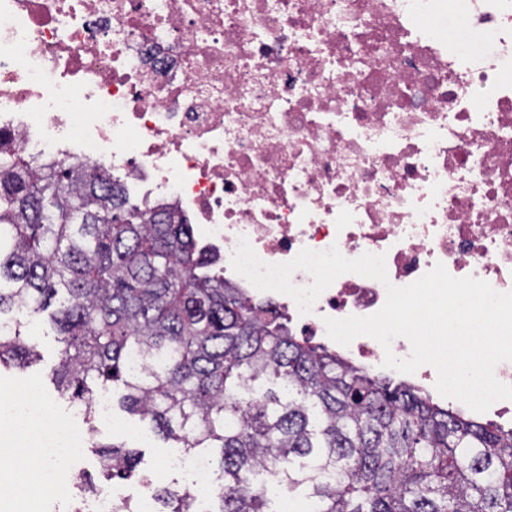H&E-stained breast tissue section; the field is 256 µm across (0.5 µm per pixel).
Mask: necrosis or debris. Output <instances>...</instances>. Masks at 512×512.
<instances>
[{
	"label": "necrosis or debris",
	"instance_id": "1",
	"mask_svg": "<svg viewBox=\"0 0 512 512\" xmlns=\"http://www.w3.org/2000/svg\"><path fill=\"white\" fill-rule=\"evenodd\" d=\"M512 0H0V137L173 206L295 335L444 264L512 291ZM385 254L300 314L228 262ZM196 502L210 462L171 454Z\"/></svg>",
	"mask_w": 512,
	"mask_h": 512
}]
</instances>
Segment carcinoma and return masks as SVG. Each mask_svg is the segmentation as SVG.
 Here are the masks:
<instances>
[{
  "label": "carcinoma",
  "instance_id": "1",
  "mask_svg": "<svg viewBox=\"0 0 512 512\" xmlns=\"http://www.w3.org/2000/svg\"><path fill=\"white\" fill-rule=\"evenodd\" d=\"M217 252L172 207L129 201L79 161L42 163L0 141V322L48 313L60 396L119 404L177 447L219 449L211 512H276L303 490L315 512H512V428L443 407L291 333L270 303L224 281ZM147 361L138 373L128 358ZM22 324L0 332V367L40 361ZM102 475L127 481L139 452L97 445ZM154 512H194L182 489Z\"/></svg>",
  "mask_w": 512,
  "mask_h": 512
}]
</instances>
